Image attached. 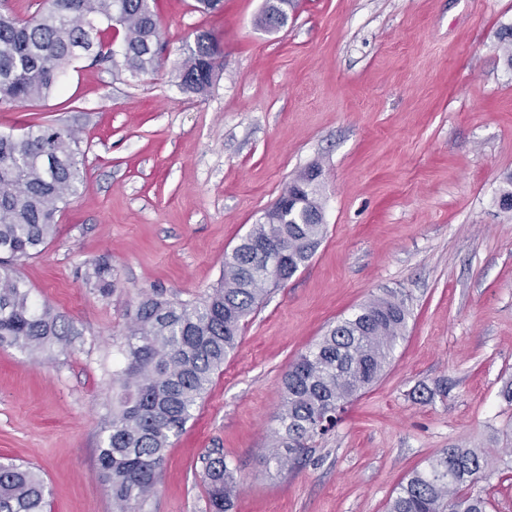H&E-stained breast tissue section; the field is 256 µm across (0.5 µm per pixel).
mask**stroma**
<instances>
[{
	"label": "stroma",
	"instance_id": "obj_1",
	"mask_svg": "<svg viewBox=\"0 0 512 512\" xmlns=\"http://www.w3.org/2000/svg\"><path fill=\"white\" fill-rule=\"evenodd\" d=\"M264 0H154L159 64L134 76L90 55L40 103L0 105V133L37 121L75 132L83 179L54 237L22 261L32 299L71 330L67 347L0 346V461L36 468L47 512H113L97 455L113 372L141 299L197 301L224 256L304 168L323 171V238L270 288L193 417L174 438L145 512H205L201 458L237 468L234 512H385L442 449L501 450L491 512H512V69L497 32L512 0H299L259 28ZM209 32L224 69L206 95L179 64ZM108 261L116 288L85 280ZM410 317L381 379L349 403L306 461L278 471L269 433L281 378L371 298Z\"/></svg>",
	"mask_w": 512,
	"mask_h": 512
}]
</instances>
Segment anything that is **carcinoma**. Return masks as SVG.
Returning a JSON list of instances; mask_svg holds the SVG:
<instances>
[{
    "instance_id": "cac0c4a2",
    "label": "carcinoma",
    "mask_w": 512,
    "mask_h": 512,
    "mask_svg": "<svg viewBox=\"0 0 512 512\" xmlns=\"http://www.w3.org/2000/svg\"><path fill=\"white\" fill-rule=\"evenodd\" d=\"M296 7L297 0H265L256 23L267 30L272 14L286 19ZM100 21L123 32L119 50L98 38ZM158 40L149 0H47L30 17L1 11L0 103L47 99L80 51L107 61L119 55L132 74H146L156 66ZM499 40L512 69V25L500 29ZM223 68L216 39L200 33L187 49L180 85L205 94L214 70ZM78 151L71 132L45 124H32L20 136L0 134V346L35 352L67 342L58 315L34 304L16 265L41 252L54 235L60 205L82 180ZM318 169L315 164L301 171L281 194L298 197L292 210L268 209L271 217L253 225L224 257L221 284L206 297L186 302L156 292L139 302L126 334L125 366L116 378L121 395L98 455L116 512H144L172 438L236 348L266 286L291 278L312 258L325 231L323 205L319 188L302 184ZM277 247L288 253L271 279L261 253ZM87 278L102 293L115 289L106 262L94 263ZM409 315L402 297L373 298L298 356L282 379L284 402L271 433V460L278 469L298 463L336 425L345 405L379 380ZM203 463L207 512H232L236 467L222 455ZM496 465L488 448H445L399 485L387 512H488L491 502L474 486ZM46 506L44 480L35 468L0 463V512H45Z\"/></svg>"
}]
</instances>
